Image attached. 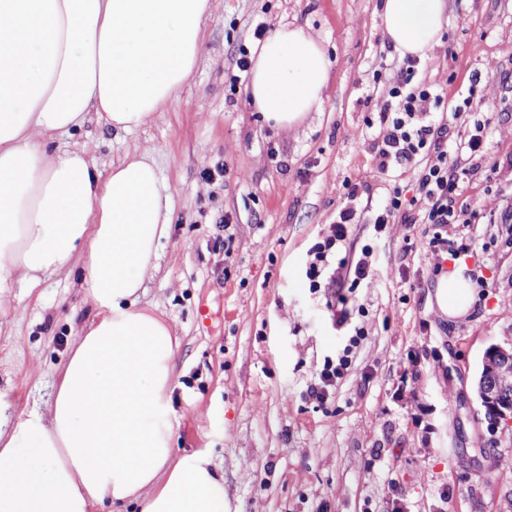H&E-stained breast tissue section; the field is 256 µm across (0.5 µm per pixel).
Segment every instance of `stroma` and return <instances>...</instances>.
I'll list each match as a JSON object with an SVG mask.
<instances>
[{"label":"stroma","instance_id":"obj_1","mask_svg":"<svg viewBox=\"0 0 512 512\" xmlns=\"http://www.w3.org/2000/svg\"><path fill=\"white\" fill-rule=\"evenodd\" d=\"M381 0H213L191 80L153 120L118 133L97 118L57 138L100 171L150 150L171 192L173 223L141 306L177 330L175 446L203 450L224 474L232 512H512V425L490 429L474 382L484 349L512 341V0H449L442 41L416 78L463 106L454 131L488 121L485 155L460 182L472 224H392L375 211L392 188L415 193L417 169L375 171L367 125L394 82L399 54ZM298 23L332 62L318 110L293 130L269 126L250 103L242 48L257 24ZM492 98H469L472 80ZM358 188L348 249L373 244L376 275L350 294L368 334L326 403L306 396L336 328L338 284L310 292V248ZM230 226H223V219ZM467 245L478 300L451 320L435 302L427 242ZM0 308V390L13 414L48 409L81 328L94 315L78 271L14 281ZM366 315H358V307Z\"/></svg>","mask_w":512,"mask_h":512}]
</instances>
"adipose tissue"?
Segmentation results:
<instances>
[{"label":"adipose tissue","instance_id":"obj_1","mask_svg":"<svg viewBox=\"0 0 512 512\" xmlns=\"http://www.w3.org/2000/svg\"><path fill=\"white\" fill-rule=\"evenodd\" d=\"M447 0H384L401 56L430 60ZM212 0H0V299L84 258L97 318L82 328L48 412L13 416L0 392V512H229L224 474L203 451L176 454L171 325L139 304L169 231L168 187L149 151L100 174L56 136L97 115L118 132L147 124L191 78ZM250 101L281 129L323 101L330 65L307 27L254 46ZM451 319L477 298L466 264L441 275Z\"/></svg>","mask_w":512,"mask_h":512}]
</instances>
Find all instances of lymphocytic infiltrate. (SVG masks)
Here are the masks:
<instances>
[{"mask_svg":"<svg viewBox=\"0 0 512 512\" xmlns=\"http://www.w3.org/2000/svg\"><path fill=\"white\" fill-rule=\"evenodd\" d=\"M418 66L417 58L405 57L386 98L376 103L379 127L375 153L377 173L386 175L417 162L422 165L414 196L404 198L400 188H393L377 209L374 224L379 233L399 218L408 224L463 223L466 212L456 206L459 181L466 173L460 159L482 156L484 150L483 124H474L465 137L455 139L447 122L435 121L431 109L440 106L443 97L432 86L416 81ZM346 198L347 204L339 211L329 234L309 251L306 279L310 291H318L320 279L332 262L339 269L337 282L340 286L354 289L371 282L374 277L372 245H364L358 255L349 258L344 255L350 226L356 216L355 187H348ZM338 301L336 324L351 326L352 333L336 357L325 358L316 382L307 389L308 397L321 404L351 371L353 350L367 334L364 325H352L346 308L347 296L339 295Z\"/></svg>","mask_w":512,"mask_h":512,"instance_id":"lymphocytic-infiltrate-1","label":"lymphocytic infiltrate"}]
</instances>
